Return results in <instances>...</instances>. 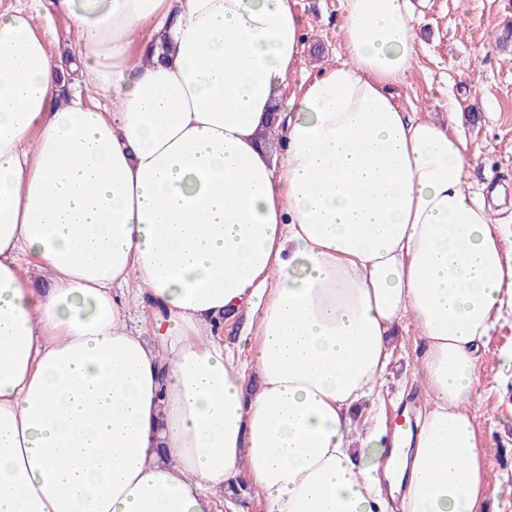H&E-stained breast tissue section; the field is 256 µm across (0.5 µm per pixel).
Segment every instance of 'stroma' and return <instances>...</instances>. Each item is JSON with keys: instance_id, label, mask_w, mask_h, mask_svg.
Returning <instances> with one entry per match:
<instances>
[{"instance_id": "obj_1", "label": "stroma", "mask_w": 512, "mask_h": 512, "mask_svg": "<svg viewBox=\"0 0 512 512\" xmlns=\"http://www.w3.org/2000/svg\"><path fill=\"white\" fill-rule=\"evenodd\" d=\"M420 51L412 69L391 92L405 112L448 118V101L460 109L458 130L475 159L467 174L473 191L503 193L512 222V0H412ZM302 19L301 59L288 88L318 76L342 57L338 29L344 0H297ZM413 328L399 326L392 338L393 364L381 387L379 407L387 426L420 404L415 380ZM512 348V318L492 331L478 370V393L469 405L481 442L489 450L493 483L512 485V378L501 375L496 355Z\"/></svg>"}]
</instances>
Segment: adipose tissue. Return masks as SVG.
Masks as SVG:
<instances>
[{
    "label": "adipose tissue",
    "mask_w": 512,
    "mask_h": 512,
    "mask_svg": "<svg viewBox=\"0 0 512 512\" xmlns=\"http://www.w3.org/2000/svg\"><path fill=\"white\" fill-rule=\"evenodd\" d=\"M296 4L51 0L108 112L0 12V512H217L244 475L266 512H488L467 406L512 225L466 181L456 106L394 101L409 0H345L344 60L290 94ZM405 322L426 402L392 449L372 411Z\"/></svg>",
    "instance_id": "ef3b65f1"
}]
</instances>
